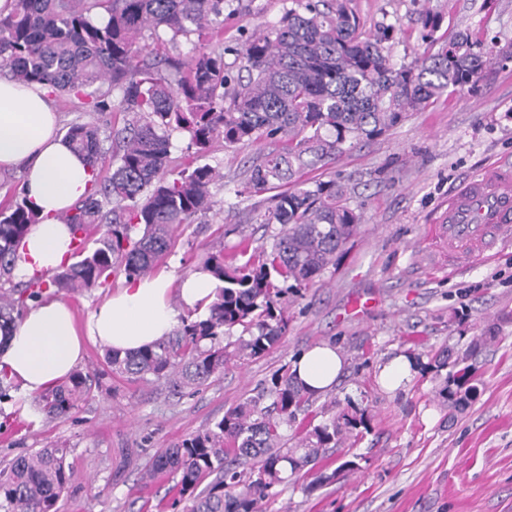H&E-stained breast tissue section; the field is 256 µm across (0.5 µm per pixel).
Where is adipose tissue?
I'll use <instances>...</instances> for the list:
<instances>
[{"instance_id":"1","label":"adipose tissue","mask_w":512,"mask_h":512,"mask_svg":"<svg viewBox=\"0 0 512 512\" xmlns=\"http://www.w3.org/2000/svg\"><path fill=\"white\" fill-rule=\"evenodd\" d=\"M17 169L23 173V193L38 222L21 243L16 273H54L69 262L72 252L71 230L60 216L87 196L91 168L60 134L46 88L0 80V174ZM218 286L205 270L180 281L164 271L134 278L81 324L64 301L38 300L7 333H0V369L26 393H42L74 371L85 342L122 353L153 345L177 325L171 294H178L182 305L192 309L210 303ZM343 364L336 347L322 345L299 356L293 371L308 392L318 395L333 386Z\"/></svg>"}]
</instances>
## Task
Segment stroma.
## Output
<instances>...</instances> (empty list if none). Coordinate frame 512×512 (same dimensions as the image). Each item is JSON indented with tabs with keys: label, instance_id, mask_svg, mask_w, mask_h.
<instances>
[{
	"label": "stroma",
	"instance_id": "35a3bbf8",
	"mask_svg": "<svg viewBox=\"0 0 512 512\" xmlns=\"http://www.w3.org/2000/svg\"><path fill=\"white\" fill-rule=\"evenodd\" d=\"M285 0H230L224 20V63L238 71L234 49L280 16ZM367 32L391 26L395 62L412 61L427 46L416 23L424 11L442 14L441 34L471 32L482 46L512 49V0H352ZM61 128L74 121L101 128L121 123L116 112L90 111L84 100L52 94ZM262 143L215 142L204 163L221 167L218 210L180 225L160 265L176 278L193 273L209 252L232 254L242 236L253 246L270 234L260 216L269 194L235 196ZM512 165V60H495L473 90L445 95L413 112L385 136L363 142L335 164L310 171L337 179L361 217L335 266L288 309L281 344L255 360L231 361L195 392L174 396L157 384L112 373L102 345L87 346L81 371L99 381L91 398L68 418L0 405V469L41 448H67L72 472L58 512H174L158 508L167 486L141 488L144 466L162 448L212 426L227 409L253 395L299 354L322 344L343 354L344 370L329 392L314 396L299 423L321 424L331 397H352L366 408L370 430L320 463L335 473L313 492L284 484L265 512H512V246L461 270L430 228L449 197L489 164ZM472 351L477 393L462 408L437 396L441 375L429 369L435 352ZM406 355L422 365L410 381L389 390L382 365ZM355 461L340 470L341 459Z\"/></svg>",
	"mask_w": 512,
	"mask_h": 512
}]
</instances>
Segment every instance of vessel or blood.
<instances>
[{
  "instance_id": "1",
  "label": "vessel or blood",
  "mask_w": 512,
  "mask_h": 512,
  "mask_svg": "<svg viewBox=\"0 0 512 512\" xmlns=\"http://www.w3.org/2000/svg\"><path fill=\"white\" fill-rule=\"evenodd\" d=\"M434 233L459 265L493 256L512 244V168L496 165L471 179L448 201Z\"/></svg>"
}]
</instances>
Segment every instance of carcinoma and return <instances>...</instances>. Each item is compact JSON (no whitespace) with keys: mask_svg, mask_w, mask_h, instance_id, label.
<instances>
[{"mask_svg":"<svg viewBox=\"0 0 512 512\" xmlns=\"http://www.w3.org/2000/svg\"><path fill=\"white\" fill-rule=\"evenodd\" d=\"M106 13L101 21L93 11ZM442 16L419 19L421 38L436 41ZM213 28L224 41V0H13L0 11V75L20 85L90 100L95 112H122L121 127L102 134L92 123H73L65 139L87 156L92 188L62 215L73 235V262L53 276L15 280L19 246L36 213L15 194L0 203V329L13 323L30 300L55 290L65 295L105 287L118 271L150 275L169 251L175 227L214 209L221 169L197 160L211 143L265 142L237 195L274 189L262 223L275 224L272 242L252 247L248 238L230 259L209 252L200 268L223 282L204 319L185 318L151 347L120 356L107 353L111 371L153 377L173 395L196 391L224 373L232 360L265 355L282 339L288 307L314 288L356 232L360 216L346 203L336 179L311 181L308 171L336 163L357 144L374 140L452 89L478 85L493 51H473L472 36L459 34L436 52L393 62L385 43L391 28L363 30L348 0H293L262 33L240 43L236 54L247 76L224 66V46L200 49L171 80L158 70L161 51L179 36ZM149 39L155 60L142 57ZM189 133L194 157L168 173L170 137ZM107 165L103 174L101 165ZM236 326L234 341L226 340ZM445 378L438 397L459 407L477 392L475 368ZM95 378L75 371L41 395L47 416L75 414ZM313 394L294 374L272 376L256 394L225 411L210 428L161 450L147 473L151 481L176 480L173 503L187 512H263L274 488L306 481L310 492L334 474L316 473L327 453L369 429L366 409L349 396L331 399L330 418L288 445L293 424ZM67 449L41 448L0 471V512H53L69 489Z\"/></svg>","mask_w":512,"mask_h":512,"instance_id":"1","label":"carcinoma"}]
</instances>
